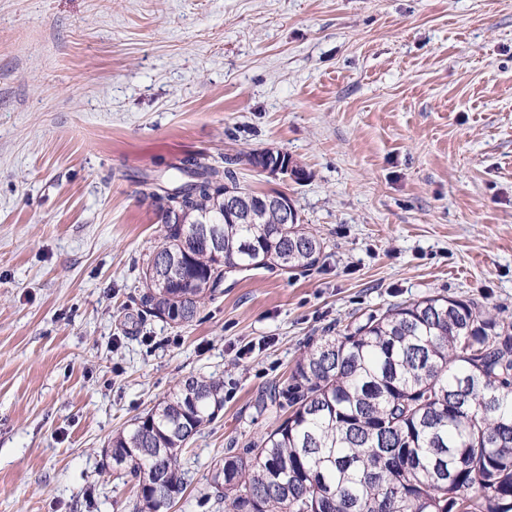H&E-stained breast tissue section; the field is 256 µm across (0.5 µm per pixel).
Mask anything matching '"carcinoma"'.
<instances>
[{
	"instance_id": "carcinoma-1",
	"label": "carcinoma",
	"mask_w": 512,
	"mask_h": 512,
	"mask_svg": "<svg viewBox=\"0 0 512 512\" xmlns=\"http://www.w3.org/2000/svg\"><path fill=\"white\" fill-rule=\"evenodd\" d=\"M188 155L142 191L162 215L163 238L142 269V313L175 325L196 317L225 266L315 267L324 242L270 212L224 221L213 187L263 196L234 165ZM164 199L190 222L171 224ZM216 228L223 247L207 246ZM224 405V379L190 376L106 455L132 477V512H168L186 487L184 446ZM272 424L228 449L210 491L222 512H512V321L445 296L395 304L353 329L324 335L296 361L287 386L259 394Z\"/></svg>"
}]
</instances>
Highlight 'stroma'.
Masks as SVG:
<instances>
[{"label":"stroma","mask_w":512,"mask_h":512,"mask_svg":"<svg viewBox=\"0 0 512 512\" xmlns=\"http://www.w3.org/2000/svg\"><path fill=\"white\" fill-rule=\"evenodd\" d=\"M280 150L325 242L232 272L196 319L141 317L146 181ZM444 295L512 317V0H0V512H132L112 438L188 376L224 407L171 512L269 419L304 345Z\"/></svg>","instance_id":"stroma-1"}]
</instances>
